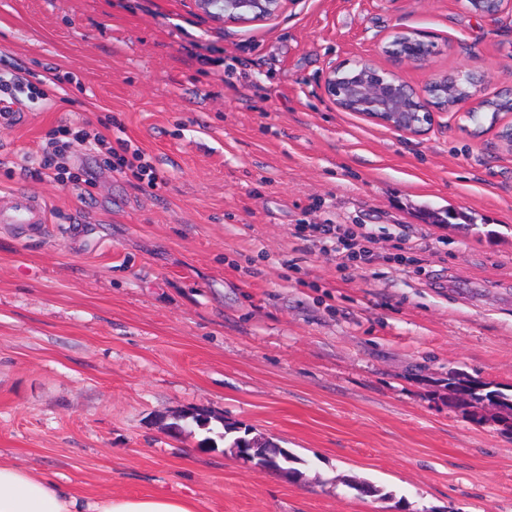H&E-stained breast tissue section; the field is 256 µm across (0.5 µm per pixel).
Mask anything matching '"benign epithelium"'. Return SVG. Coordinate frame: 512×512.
Segmentation results:
<instances>
[{"label":"benign epithelium","instance_id":"7a95c632","mask_svg":"<svg viewBox=\"0 0 512 512\" xmlns=\"http://www.w3.org/2000/svg\"><path fill=\"white\" fill-rule=\"evenodd\" d=\"M199 8L210 12V6L222 4L226 24H249L278 17L291 0H196ZM470 12L497 18L512 11V0H468ZM399 43L387 41L379 48L389 65L379 66L366 58L333 64L325 72V96L343 112H354L368 121L404 136L419 137L435 123L436 116L450 109L468 111L481 102L478 92L487 75L479 70L460 67L451 72L435 73L425 83L415 86L402 70L409 66H426L436 55L434 44L422 39L414 30L398 31ZM496 97L499 109L491 113V123L498 126L494 141L487 144L491 154L512 153V88ZM472 88L467 99L456 98L463 87Z\"/></svg>","mask_w":512,"mask_h":512}]
</instances>
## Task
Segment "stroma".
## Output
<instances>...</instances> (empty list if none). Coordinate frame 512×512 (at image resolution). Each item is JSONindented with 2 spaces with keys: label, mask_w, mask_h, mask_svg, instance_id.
<instances>
[{
  "label": "stroma",
  "mask_w": 512,
  "mask_h": 512,
  "mask_svg": "<svg viewBox=\"0 0 512 512\" xmlns=\"http://www.w3.org/2000/svg\"><path fill=\"white\" fill-rule=\"evenodd\" d=\"M465 0H295L227 25L195 0H0V60L78 76L0 126V195L51 221L0 224V457L87 498L157 493L199 512H512V429L449 408V375L512 394V155L439 115L405 137L336 108L332 63L387 59L398 29L491 97L512 13ZM115 119L162 179L85 143L82 194L28 171L64 124ZM367 224L371 261L300 224ZM262 437L295 476L230 447ZM381 494L362 497L349 480ZM470 12L488 18L496 19L506 10L512 11L511 0H468ZM0 200V224L37 225L50 223V214L42 198L24 191L9 192Z\"/></svg>",
  "instance_id": "stroma-1"
}]
</instances>
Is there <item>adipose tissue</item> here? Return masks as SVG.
<instances>
[{"label": "adipose tissue", "instance_id": "adipose-tissue-1", "mask_svg": "<svg viewBox=\"0 0 512 512\" xmlns=\"http://www.w3.org/2000/svg\"><path fill=\"white\" fill-rule=\"evenodd\" d=\"M0 512H198V502L160 494L88 499L51 477L0 460Z\"/></svg>", "mask_w": 512, "mask_h": 512}]
</instances>
